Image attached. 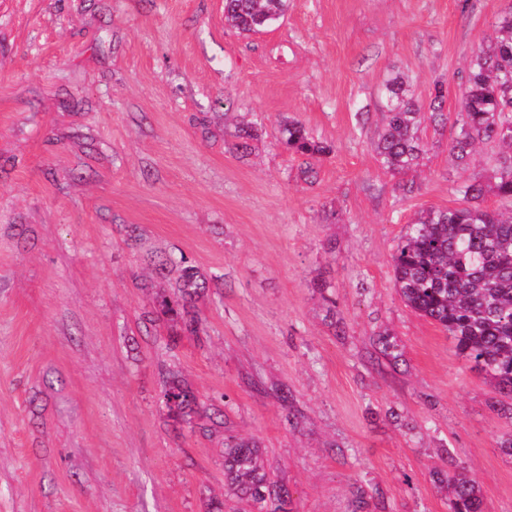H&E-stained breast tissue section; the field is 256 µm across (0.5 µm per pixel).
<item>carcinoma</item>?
Here are the masks:
<instances>
[{
    "instance_id": "cac0c4a2",
    "label": "carcinoma",
    "mask_w": 512,
    "mask_h": 512,
    "mask_svg": "<svg viewBox=\"0 0 512 512\" xmlns=\"http://www.w3.org/2000/svg\"><path fill=\"white\" fill-rule=\"evenodd\" d=\"M288 12V0H224V22L251 36L276 26ZM387 121L375 142L384 167L405 173L418 165V135L425 113L406 78L397 73L384 87ZM458 132L449 154L465 168L477 146L500 147L495 192L512 201V7L495 22L494 35L481 43L468 64L457 117ZM255 123L236 127V149L247 152L258 137ZM281 139L301 155H322L330 147L315 141L296 121L282 125ZM470 205L430 209L407 226L392 255L395 287L406 306L452 337L458 353L512 397V213L481 206L484 187L478 182L460 188ZM162 264L178 273L176 294L162 300L163 313L184 318L185 329L202 331L188 307L203 297L206 282L186 259L168 257ZM162 400L169 412L185 417L195 397L169 374ZM448 512H482L479 486L464 472L442 474ZM224 485L251 502L255 512H286L282 487L265 472L261 450L251 440H235L224 449Z\"/></svg>"
}]
</instances>
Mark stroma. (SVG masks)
<instances>
[{"label": "stroma", "mask_w": 512, "mask_h": 512, "mask_svg": "<svg viewBox=\"0 0 512 512\" xmlns=\"http://www.w3.org/2000/svg\"><path fill=\"white\" fill-rule=\"evenodd\" d=\"M510 5L288 0L246 37L224 0H0V512H253L224 487L230 436L258 443L287 512H448L435 475L458 465L483 512H512V400L391 263L417 214L492 181L494 145L465 168L448 145ZM396 73L423 101L442 83L449 117L404 174L375 151ZM288 120L329 154L288 151ZM171 254L210 284L204 334L161 312ZM172 370L192 425L161 401Z\"/></svg>", "instance_id": "35a3bbf8"}]
</instances>
